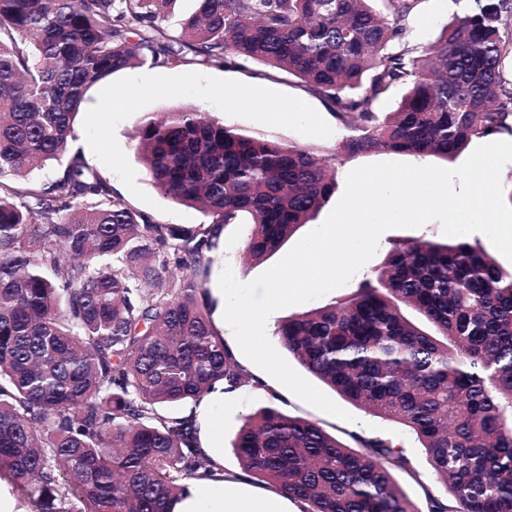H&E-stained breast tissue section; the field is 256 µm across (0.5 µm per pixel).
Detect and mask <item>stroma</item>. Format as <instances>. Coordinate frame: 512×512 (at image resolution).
Masks as SVG:
<instances>
[{
    "label": "stroma",
    "mask_w": 512,
    "mask_h": 512,
    "mask_svg": "<svg viewBox=\"0 0 512 512\" xmlns=\"http://www.w3.org/2000/svg\"><path fill=\"white\" fill-rule=\"evenodd\" d=\"M460 11V6L454 5L452 0H423L419 13L405 23L403 45L417 50L428 47L443 26ZM118 93L131 98V109H113L112 98ZM254 98L274 102L298 101L302 107L282 115L259 112L250 104ZM182 108L208 113L253 136L315 146L329 158L335 156L336 144L345 134L327 100L303 91L296 78L263 63L239 60L228 66L200 67L157 66L147 62L115 71L90 89L83 110L74 119L70 148L81 152L87 164L111 183L115 197L152 221L178 226L210 222V215L163 195L153 184L135 151L134 135L145 119ZM248 233L249 227L245 224L226 228L202 286L215 303L212 319L225 343L236 350V359L244 369L258 378L263 374L262 369L237 351L235 336L223 318L225 300L219 287L224 267H231L236 279L247 283L279 261L280 256L276 253L259 262L248 260L244 248ZM413 239L441 242L445 236L436 221L419 228L388 230L382 234L375 256L363 266V273L380 267L395 244ZM267 385L264 391L247 384L224 394V404L219 409L221 434L214 444L223 459L225 488L240 490L251 497L268 494L261 483L240 479L239 462L232 442L244 416L267 405L270 400L268 392L272 389L281 397V409L318 422L341 440H348L353 433L385 432L402 436L417 468L427 471L423 448L400 425L368 414L344 400L340 406L352 416L347 422L308 405L275 379H268Z\"/></svg>",
    "instance_id": "obj_1"
}]
</instances>
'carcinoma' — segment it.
Instances as JSON below:
<instances>
[{"mask_svg": "<svg viewBox=\"0 0 512 512\" xmlns=\"http://www.w3.org/2000/svg\"><path fill=\"white\" fill-rule=\"evenodd\" d=\"M0 0V480L35 512H173L214 475L197 402L249 376L202 287L221 231L250 219L255 261L311 223L336 190L312 145L257 138L195 109L148 120L136 152L158 190L213 217L158 224L116 198L69 147L89 88L153 64H267L332 104L344 159L448 160L512 133V0H467L423 54L402 46L421 0ZM397 88L396 110L378 102ZM67 157L42 185L34 164ZM276 335L344 399L413 433L441 492L428 512H512V271L478 245L415 239L346 295ZM274 405L233 441L241 473L300 512H421L401 437L351 435Z\"/></svg>", "mask_w": 512, "mask_h": 512, "instance_id": "cac0c4a2", "label": "carcinoma"}]
</instances>
